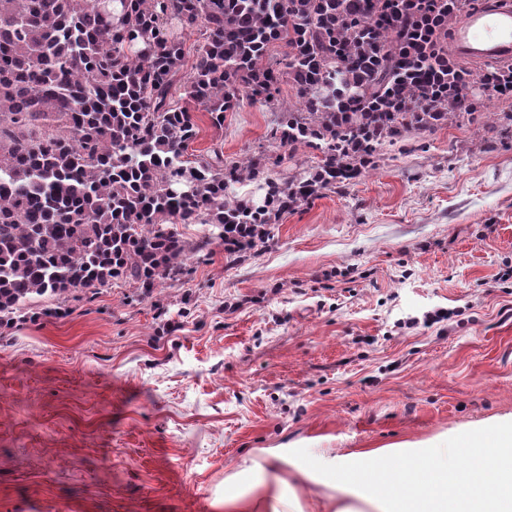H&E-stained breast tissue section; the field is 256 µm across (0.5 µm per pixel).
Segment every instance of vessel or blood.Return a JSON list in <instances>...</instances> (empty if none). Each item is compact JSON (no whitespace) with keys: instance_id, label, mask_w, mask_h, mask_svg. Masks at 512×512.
Instances as JSON below:
<instances>
[{"instance_id":"vessel-or-blood-1","label":"vessel or blood","mask_w":512,"mask_h":512,"mask_svg":"<svg viewBox=\"0 0 512 512\" xmlns=\"http://www.w3.org/2000/svg\"><path fill=\"white\" fill-rule=\"evenodd\" d=\"M449 42L457 57L473 63L512 64V0H476Z\"/></svg>"}]
</instances>
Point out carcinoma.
I'll return each mask as SVG.
<instances>
[{
    "instance_id": "cac0c4a2",
    "label": "carcinoma",
    "mask_w": 512,
    "mask_h": 512,
    "mask_svg": "<svg viewBox=\"0 0 512 512\" xmlns=\"http://www.w3.org/2000/svg\"><path fill=\"white\" fill-rule=\"evenodd\" d=\"M448 0H0V327L37 296L184 271L171 224H210L232 257L319 190L376 167L385 144L479 112L448 111ZM240 105L279 112L267 138L320 160L287 181L263 156L185 158ZM297 108L279 98L283 74ZM256 184L245 201L237 187Z\"/></svg>"
}]
</instances>
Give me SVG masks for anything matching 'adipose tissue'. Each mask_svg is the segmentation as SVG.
<instances>
[{
	"instance_id": "ef3b65f1",
	"label": "adipose tissue",
	"mask_w": 512,
	"mask_h": 512,
	"mask_svg": "<svg viewBox=\"0 0 512 512\" xmlns=\"http://www.w3.org/2000/svg\"><path fill=\"white\" fill-rule=\"evenodd\" d=\"M386 449L366 451L370 478L351 475L337 478L334 490L336 512H354L350 498H358L371 512H447V487H466L470 512H501L504 500L512 501V445L501 440L476 441L471 445L433 448L402 455L388 482L373 477L387 463ZM261 480L246 491L225 496V512H301L302 500L284 497L282 488L294 482L303 498L319 500L310 487L311 475L289 469L287 459L270 453L264 458Z\"/></svg>"
}]
</instances>
